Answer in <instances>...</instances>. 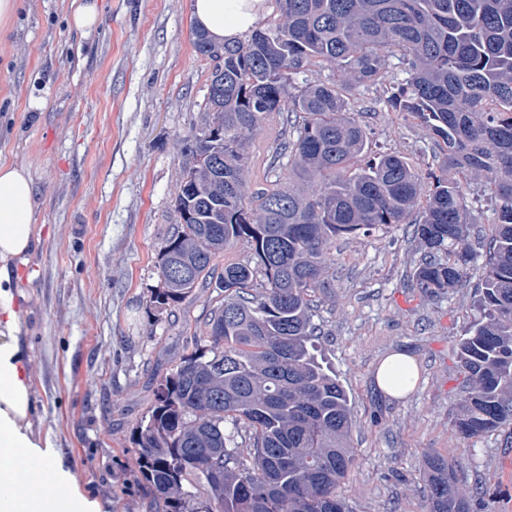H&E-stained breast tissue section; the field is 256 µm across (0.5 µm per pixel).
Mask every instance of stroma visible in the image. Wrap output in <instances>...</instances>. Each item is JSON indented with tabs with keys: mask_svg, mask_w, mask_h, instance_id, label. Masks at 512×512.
<instances>
[{
	"mask_svg": "<svg viewBox=\"0 0 512 512\" xmlns=\"http://www.w3.org/2000/svg\"><path fill=\"white\" fill-rule=\"evenodd\" d=\"M70 0H19L0 39V156L25 165L39 233L16 270L15 309L28 350L34 430L47 436L73 488L98 512H150L136 434L161 377L206 345L202 319L223 294L196 289L159 307L160 253L176 229L174 198L208 123L210 60L192 45L191 0H98L101 21L81 33ZM405 67L394 51L380 81L350 97L371 130L370 153H395L420 175L436 168L420 121L392 109ZM284 124L274 117L249 145L248 184L267 185ZM470 240L486 257L495 205L468 179ZM424 248L409 224L337 237L331 287L314 320L317 356L344 386L356 420L352 512H428L420 464L432 451L459 461L460 487L484 486L476 512H512V425L467 440L452 429L464 371L455 346L479 316L481 269L437 297L413 286ZM403 353L418 378L404 397L376 372Z\"/></svg>",
	"mask_w": 512,
	"mask_h": 512,
	"instance_id": "1",
	"label": "stroma"
}]
</instances>
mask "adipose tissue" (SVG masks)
Here are the masks:
<instances>
[{
	"instance_id": "ef3b65f1",
	"label": "adipose tissue",
	"mask_w": 512,
	"mask_h": 512,
	"mask_svg": "<svg viewBox=\"0 0 512 512\" xmlns=\"http://www.w3.org/2000/svg\"><path fill=\"white\" fill-rule=\"evenodd\" d=\"M266 0H193L196 26L218 42L250 33ZM35 189L28 169L0 158V512H88L73 497V477L35 437L22 325L14 311L11 266L26 262L37 243Z\"/></svg>"
}]
</instances>
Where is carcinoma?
I'll use <instances>...</instances> for the list:
<instances>
[{
	"label": "carcinoma",
	"mask_w": 512,
	"mask_h": 512,
	"mask_svg": "<svg viewBox=\"0 0 512 512\" xmlns=\"http://www.w3.org/2000/svg\"><path fill=\"white\" fill-rule=\"evenodd\" d=\"M276 2L282 21L245 41L193 33L195 51L213 62L211 120L175 195L177 232L162 251L155 303L210 287L216 258L235 242L250 255L218 276L224 299L204 322L209 345L159 382L137 431L155 512H349L355 421L344 387L310 351L321 335L312 294L330 287L336 237L387 224L414 225L422 294L458 286L476 258L471 175L494 194L497 230L480 317L456 345L467 379L453 427L478 439L512 424V0ZM394 48L406 65L394 107L444 143L427 193L397 154L355 165L367 131L344 93L377 83ZM316 64L347 80L296 87L294 76ZM275 113L291 131L274 151L273 187L252 191L250 139ZM459 467L423 455L429 512H471L483 498L482 488L459 490Z\"/></svg>",
	"instance_id": "1"
}]
</instances>
